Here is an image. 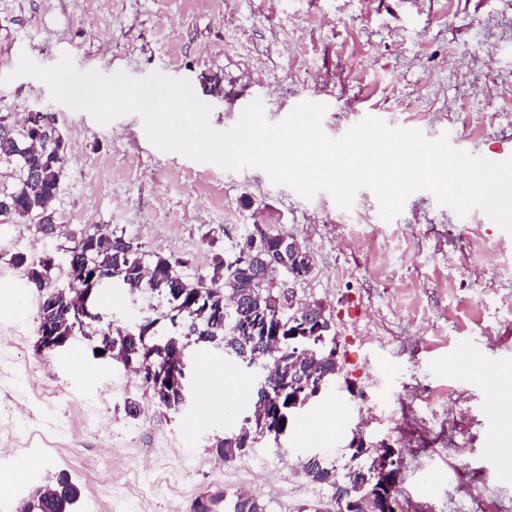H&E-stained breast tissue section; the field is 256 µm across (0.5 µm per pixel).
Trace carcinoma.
<instances>
[{"label": "carcinoma", "instance_id": "carcinoma-1", "mask_svg": "<svg viewBox=\"0 0 512 512\" xmlns=\"http://www.w3.org/2000/svg\"><path fill=\"white\" fill-rule=\"evenodd\" d=\"M3 125L9 127L10 135L0 138V165L12 168L13 182L0 183V224L28 221L36 232L50 235L57 227L56 203L67 161L65 139L57 128L46 129L28 115L19 121L0 115V127ZM83 237L81 232L73 236L72 253L67 258L71 279L67 290L57 288L51 277L54 266L51 255L37 262L28 261L27 253L19 249L11 255L12 264L26 268L29 282L39 292L44 295L57 292L55 306L40 307L38 328L52 326L67 336L84 335L86 329L95 328L100 350L132 351V359L144 363V382L156 404L173 413L180 412L186 348L183 341L172 347L162 339L141 330L134 332L128 326L115 327L111 323L104 326L100 319L78 322L72 318L83 303L80 289L85 283L79 272L84 270L90 275L98 270L132 293L143 288L160 293L170 305L162 318L173 326L189 323L188 336L194 342L221 341L229 354L250 360L256 357L264 362L268 389L278 400L282 414L265 428L244 419L236 432L216 440L214 448L221 459L240 458L257 440L275 437L278 429L290 427L296 410L288 408V394H298L304 399L314 388L316 373H327L329 380L336 376V365L327 359L320 336H302L297 340L281 336L263 348L252 335L236 332L239 322L261 314L270 318L278 315L287 321L303 319L301 306L290 305L288 296L281 291L257 292L264 281L260 273L264 271L266 256L257 254L250 264L241 268L232 261H221L216 268L223 269L222 276L200 275L187 280L178 271L179 259L147 255L122 234H108L107 241L97 243L93 249L83 245ZM360 457L366 458L365 463L341 476L320 460L307 462L304 475L315 484L338 483L336 492L340 494L365 498L372 490L377 454L368 448L353 449V458ZM58 485L63 487L61 493L47 501L42 499L40 489L32 491L21 512H74L77 488L67 479L60 480ZM191 509L192 512H266L265 504L257 497L238 494L229 500L221 491L197 498Z\"/></svg>", "mask_w": 512, "mask_h": 512}]
</instances>
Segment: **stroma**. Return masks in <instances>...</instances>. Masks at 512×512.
I'll list each match as a JSON object with an SVG mask.
<instances>
[{
    "label": "stroma",
    "instance_id": "1",
    "mask_svg": "<svg viewBox=\"0 0 512 512\" xmlns=\"http://www.w3.org/2000/svg\"><path fill=\"white\" fill-rule=\"evenodd\" d=\"M69 53L78 69L134 77L159 71L185 78L212 107L210 124L226 130L261 100L270 121L304 100L327 104L325 132L343 135L372 113L388 124L449 133L459 149L485 158L512 145V0H0V75L21 54L55 64ZM219 92H212V85ZM53 113L67 145L58 213L69 229L96 225L124 232L148 254L183 259L186 279L212 272L241 238L270 230L299 241L313 268L301 280L284 269L270 277L298 300L325 305L339 351V371L279 440L266 439L231 462L212 448L253 408L258 368L229 356L222 343L184 351L187 384L223 369L237 385V411L214 417L190 401L172 413L154 404L146 384L122 364L93 354L95 337L35 354L41 296L15 247L38 260L34 227L17 240L0 225V411L19 418L24 447L0 458V512H16L30 492L66 473L80 495L75 512H191L208 492L235 494L255 471L268 512L315 505L334 512L333 490L291 483L289 468L312 456L345 473L355 434L396 451L401 512H512V462L496 449L505 427L482 405L487 377L477 356L512 374V235L482 211L458 217L419 192L383 221L371 191L351 210L330 194L299 197L264 172H229L147 139L136 115L101 125L51 100L31 77L0 85V114L19 119L33 105ZM109 321L157 319L150 304L117 284L97 290ZM141 412L127 416L126 398ZM44 422L67 413L55 447L30 448L29 411ZM343 416L339 432L307 438L322 414ZM148 458L173 492L138 498L114 476L130 457Z\"/></svg>",
    "mask_w": 512,
    "mask_h": 512
}]
</instances>
